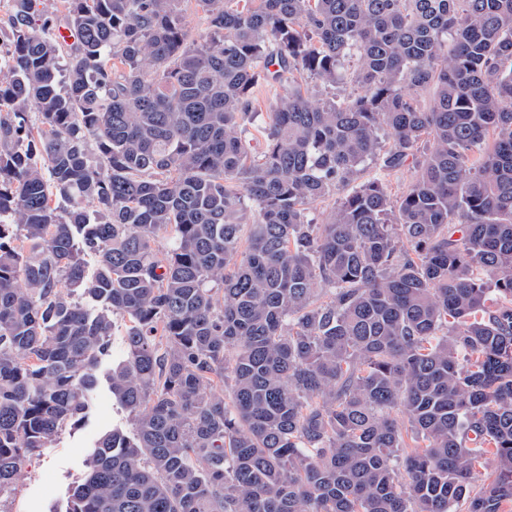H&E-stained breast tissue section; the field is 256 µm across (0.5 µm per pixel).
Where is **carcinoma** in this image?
Returning a JSON list of instances; mask_svg holds the SVG:
<instances>
[{
	"label": "carcinoma",
	"mask_w": 512,
	"mask_h": 512,
	"mask_svg": "<svg viewBox=\"0 0 512 512\" xmlns=\"http://www.w3.org/2000/svg\"><path fill=\"white\" fill-rule=\"evenodd\" d=\"M63 8L10 0L0 31V499L118 334L134 433L65 512H506L512 0ZM422 143L401 197L369 179L310 223ZM359 181L360 180H358V182L352 186L357 185ZM352 186L346 188L345 190L334 191L330 193V195L325 199L313 203L310 206L308 218L312 219L314 224H323L328 218L331 210L334 208L335 203L337 204L340 197L351 191Z\"/></svg>",
	"instance_id": "carcinoma-1"
}]
</instances>
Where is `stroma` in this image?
<instances>
[{
    "mask_svg": "<svg viewBox=\"0 0 512 512\" xmlns=\"http://www.w3.org/2000/svg\"><path fill=\"white\" fill-rule=\"evenodd\" d=\"M123 356L122 344L114 343L100 365L98 385L88 394L84 419L67 427L41 453L23 460L15 490L0 502V512H52L82 479L85 460L99 436L115 425L131 429L128 413L117 405L105 381L113 361Z\"/></svg>",
    "mask_w": 512,
    "mask_h": 512,
    "instance_id": "1",
    "label": "stroma"
}]
</instances>
